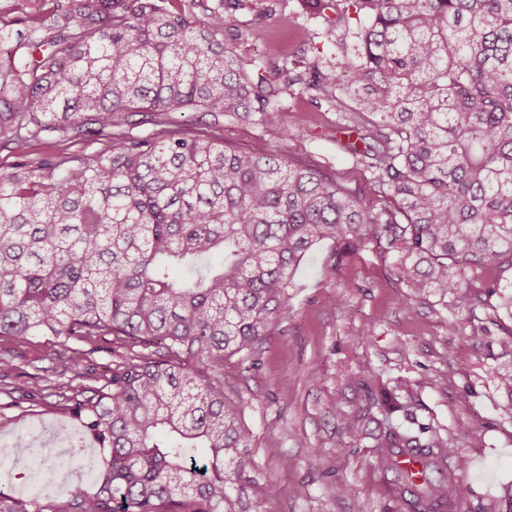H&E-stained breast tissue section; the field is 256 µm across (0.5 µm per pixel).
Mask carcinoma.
<instances>
[{"mask_svg": "<svg viewBox=\"0 0 512 512\" xmlns=\"http://www.w3.org/2000/svg\"><path fill=\"white\" fill-rule=\"evenodd\" d=\"M359 25L340 143L378 187L377 207L317 168L224 145L226 112H269L336 69L255 65L236 49L246 0H50L0 19V336L113 337L110 389L76 400L104 466L96 492L70 483L49 512H251L253 434L224 396V365L251 369L288 312L291 275L321 241L344 252L386 237L418 296L495 275L473 300L512 319V0H307ZM200 112L209 132L169 120L136 135V113ZM383 119L374 121L373 116ZM93 140L87 158H30L34 141ZM363 146H358L357 142ZM162 354L131 353L127 341ZM381 462L419 453L415 507L453 508L466 458L431 429L391 427ZM456 458L457 469L448 467ZM26 470L25 435L0 461ZM0 486V512L31 510Z\"/></svg>", "mask_w": 512, "mask_h": 512, "instance_id": "cac0c4a2", "label": "carcinoma"}]
</instances>
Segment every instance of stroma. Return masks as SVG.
<instances>
[{"label":"stroma","instance_id":"1","mask_svg":"<svg viewBox=\"0 0 512 512\" xmlns=\"http://www.w3.org/2000/svg\"><path fill=\"white\" fill-rule=\"evenodd\" d=\"M266 8L275 10L277 27L258 23L257 12ZM233 25L239 52L274 62L315 60L328 68L339 62L342 46L357 44V25L306 13L301 0H255L234 14ZM348 78L340 70L328 100H311L294 87L272 112L225 115V145L262 146L313 163L364 202L375 200L369 173L336 144L343 123L336 100ZM402 260V251L383 239L343 256L331 242L315 244L293 274L287 317L263 344L258 367L243 373L225 366V396L246 402L258 512H412L381 465L375 438L380 428L416 422L468 461L457 474L467 495L456 512H504L512 500V398L492 373L512 365V351L500 344L508 318L475 303L469 287L445 298L418 297L398 274ZM72 348L85 352L78 378L66 363ZM112 348L77 336L0 337V357L10 363L0 369V419L9 423L0 443L19 433L36 448L52 443L68 462L70 481L93 487L98 462L87 455L91 439L73 413L72 394L109 384ZM383 388L399 394L407 414L389 417L372 408ZM350 420L358 435L349 433ZM0 484L43 505L59 501L63 488L40 465L0 469ZM340 484L348 493H337Z\"/></svg>","mask_w":512,"mask_h":512}]
</instances>
